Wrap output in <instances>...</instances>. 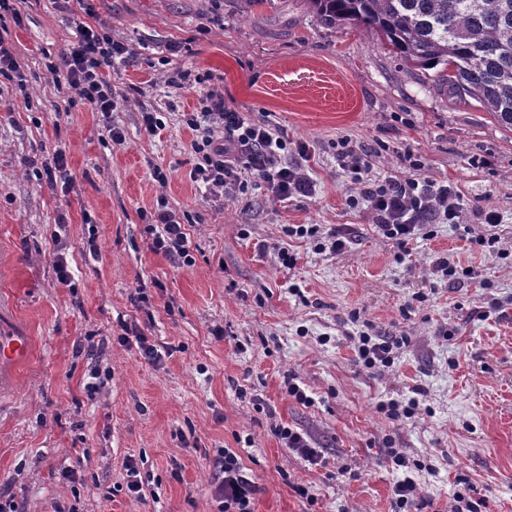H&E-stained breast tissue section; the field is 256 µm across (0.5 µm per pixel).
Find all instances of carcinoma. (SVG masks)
I'll return each mask as SVG.
<instances>
[{"label": "carcinoma", "mask_w": 512, "mask_h": 512, "mask_svg": "<svg viewBox=\"0 0 512 512\" xmlns=\"http://www.w3.org/2000/svg\"><path fill=\"white\" fill-rule=\"evenodd\" d=\"M326 28L374 32L512 130V0H304Z\"/></svg>", "instance_id": "carcinoma-1"}]
</instances>
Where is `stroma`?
<instances>
[{
	"label": "stroma",
	"mask_w": 512,
	"mask_h": 512,
	"mask_svg": "<svg viewBox=\"0 0 512 512\" xmlns=\"http://www.w3.org/2000/svg\"><path fill=\"white\" fill-rule=\"evenodd\" d=\"M94 6L89 16L23 0L19 17L0 19L22 75L0 76V305L32 342L0 396V491L18 512H221L213 459L230 448L257 486L252 512H393L404 474L396 447L425 466L423 512H451L459 492L477 512H512V131L374 37L322 27L302 0L251 17L237 0ZM80 22L133 50L103 71L122 143L43 65ZM178 67L210 73L226 105L308 145L315 195L200 189L184 115L204 89L171 85ZM146 108L162 114L157 134L142 126ZM343 140L369 151L379 177L408 174L413 153L421 177L456 186L457 224L397 260L372 215L347 204L356 187L336 162ZM59 149L66 188L31 175ZM161 199L183 216L192 265L154 248L148 222ZM481 206L500 213L508 258L471 249ZM289 224H349L355 236L341 253L318 254L285 235ZM277 244L295 266L281 264ZM441 256L471 276L436 278ZM369 326L399 342L388 370L357 360ZM129 329L172 355L120 345ZM288 374L314 405L288 397ZM414 396L406 422L378 410ZM278 425L307 433L321 464L288 449ZM130 458L140 499L126 487Z\"/></svg>",
	"instance_id": "obj_1"
}]
</instances>
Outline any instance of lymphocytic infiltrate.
<instances>
[{"label": "lymphocytic infiltrate", "mask_w": 512, "mask_h": 512, "mask_svg": "<svg viewBox=\"0 0 512 512\" xmlns=\"http://www.w3.org/2000/svg\"><path fill=\"white\" fill-rule=\"evenodd\" d=\"M129 52V47L113 40L104 27L82 23L61 63L45 64L50 73L63 75L81 102L101 112L106 119L107 136L116 144L124 140L121 129L110 120L118 103L101 70L123 60ZM209 80V74L181 69L170 78L178 86L198 84L205 88L197 111L185 116L186 125L195 134L192 149L197 161L190 173L193 181L203 184L215 197L229 191L247 195L262 189L282 200L312 197L315 182L307 169L306 146H297L294 161L285 162L287 141L275 136L264 123L226 106L223 91L211 86ZM367 156L363 147L347 143L337 154L340 169L359 187L357 194L349 196L348 205L365 208L372 214L375 230L393 243L397 258L408 255L414 242L433 238L435 225L454 223L459 194L453 184H438L414 173L376 179L371 175ZM151 220L158 229L155 248L183 264H191L192 243L181 220L165 201H158ZM286 233L310 241L319 254L342 252L352 239L351 230L325 229L318 224H292ZM214 465L222 475L215 496L223 500L224 512H251L257 486L247 476L240 455L224 449Z\"/></svg>", "instance_id": "f902f5d3"}]
</instances>
